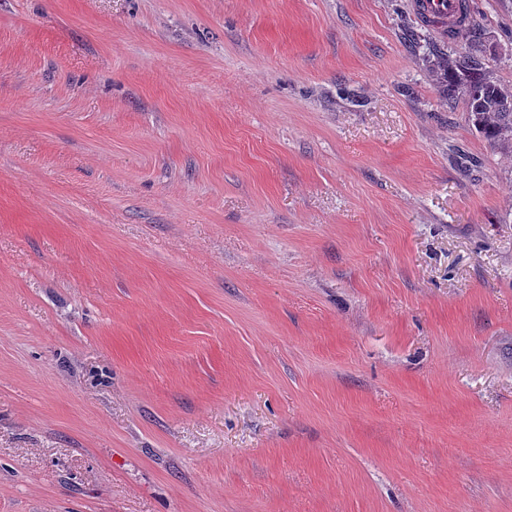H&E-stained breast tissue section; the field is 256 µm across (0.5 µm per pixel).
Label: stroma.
<instances>
[{
	"mask_svg": "<svg viewBox=\"0 0 512 512\" xmlns=\"http://www.w3.org/2000/svg\"><path fill=\"white\" fill-rule=\"evenodd\" d=\"M0 0V512H512V0ZM412 6L421 21L437 29L448 20L459 22L456 29L460 32L467 26L469 18L463 16L461 0H414ZM431 72L453 98L461 95L469 109V118L482 137L495 148L512 149V92L496 84L471 55L449 58L436 52Z\"/></svg>",
	"mask_w": 512,
	"mask_h": 512,
	"instance_id": "35a3bbf8",
	"label": "stroma"
}]
</instances>
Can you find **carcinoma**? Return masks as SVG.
Segmentation results:
<instances>
[{
  "instance_id": "carcinoma-1",
  "label": "carcinoma",
  "mask_w": 512,
  "mask_h": 512,
  "mask_svg": "<svg viewBox=\"0 0 512 512\" xmlns=\"http://www.w3.org/2000/svg\"><path fill=\"white\" fill-rule=\"evenodd\" d=\"M431 72L448 97L465 98L470 121L491 146L512 149L511 91L491 80L471 55L450 58L438 52Z\"/></svg>"
}]
</instances>
